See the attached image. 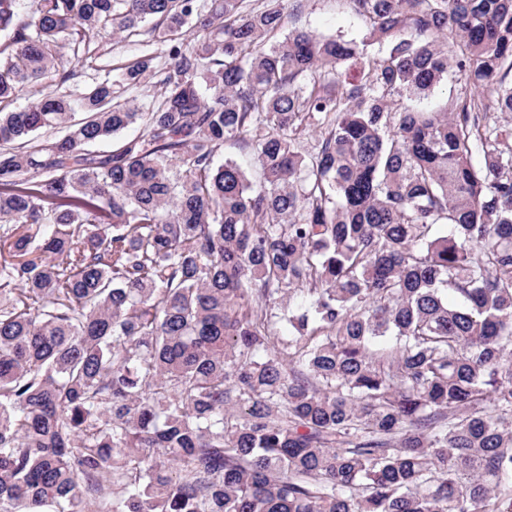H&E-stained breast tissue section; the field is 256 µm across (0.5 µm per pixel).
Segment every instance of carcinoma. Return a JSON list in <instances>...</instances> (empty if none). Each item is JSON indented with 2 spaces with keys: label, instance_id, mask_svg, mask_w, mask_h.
Instances as JSON below:
<instances>
[{
  "label": "carcinoma",
  "instance_id": "1",
  "mask_svg": "<svg viewBox=\"0 0 512 512\" xmlns=\"http://www.w3.org/2000/svg\"><path fill=\"white\" fill-rule=\"evenodd\" d=\"M349 3L384 55L284 0H0V104L49 88L0 107V512H512V131L392 106L511 116L512 0ZM116 34L167 61L71 87ZM254 130L257 185L215 164ZM480 96L488 99L492 105L494 94L488 88H474L466 83L460 77H449L447 81L442 82L428 96L425 97H393L395 107L400 109H410L422 112H443L445 106L450 101L465 96ZM487 102V101H486ZM118 93L116 95H120V100L122 102H128L131 106H139L141 107L144 103L152 98L153 95H157L160 93V87L157 84H148L144 87H139L134 91H124L123 87H115Z\"/></svg>",
  "mask_w": 512,
  "mask_h": 512
}]
</instances>
